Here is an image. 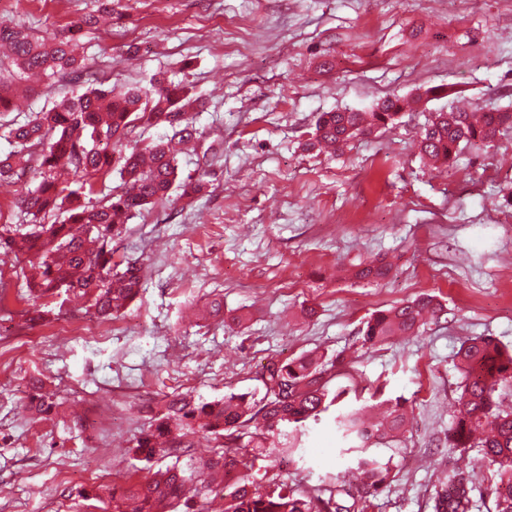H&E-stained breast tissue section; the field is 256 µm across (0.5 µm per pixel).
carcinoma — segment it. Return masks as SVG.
I'll use <instances>...</instances> for the list:
<instances>
[{
	"mask_svg": "<svg viewBox=\"0 0 512 512\" xmlns=\"http://www.w3.org/2000/svg\"><path fill=\"white\" fill-rule=\"evenodd\" d=\"M98 23L92 10L49 35L0 25V47L8 49L0 57V111L21 107L17 87L25 78L58 77L83 85L82 92L64 95L50 108L8 125L13 150L0 155V181H18L34 173L38 184L19 199L33 223L1 224L0 252L23 259L31 298L71 293L84 301L86 313L114 320L139 298L143 267L136 261L115 259L112 242L134 213L168 199L173 188H179L182 197L206 189L201 178L178 179L177 158L169 142L159 139L141 146L129 143V135L139 124L163 125L171 138L191 140L196 129L188 110L202 99L164 77L119 92L103 87L92 77L87 59L74 54L83 33L97 29ZM420 98V94L411 99L389 96L376 102L370 112H323L306 149L325 145L341 152L350 141L393 123ZM477 110L476 114L434 113L420 133L421 156L452 168L464 149L489 147L498 135L512 129V112L489 104ZM114 170L131 184L132 192L98 205L86 200ZM64 172L78 177L79 188L61 180ZM50 213L63 215V220L41 222ZM390 272V265L375 259L359 265L354 277L380 282ZM442 312L441 301L431 294L378 310L364 323L361 344L368 349L384 346L396 336H418ZM456 358L463 382L458 415L446 436L448 447L479 449L488 467L483 477L491 482L493 512H512V410L501 408L496 399L500 388L512 384V351L493 338L477 336L460 345ZM344 364L341 353L329 365L313 353L286 360L271 357L258 376L264 395L257 402L234 393L211 401L187 395L172 398L154 422L134 437V455L149 461L159 451L183 453L187 437L197 433L220 437L223 450L197 467L174 464L122 490L99 485L79 496L101 503L102 512H126L129 500L138 503L136 512H210L205 502L215 490L214 476L221 474L225 512H369L372 498L388 483L391 468L367 450L374 440L394 437L404 429L407 413L399 401L391 404L384 423L367 424L357 411L335 418L345 436L359 442L356 469L361 480L357 484L338 477L312 493L285 482L262 486L254 471L259 456L242 451L244 438L253 442L280 436L288 425L292 433L286 435L284 446L290 455L297 452L296 441L306 423L318 421L345 394L329 387V368ZM29 386L27 411L53 412L58 402L44 390L43 380L33 377ZM476 480L474 472H455L435 490L434 512H469Z\"/></svg>",
	"mask_w": 512,
	"mask_h": 512,
	"instance_id": "1",
	"label": "carcinoma"
}]
</instances>
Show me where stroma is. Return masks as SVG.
Returning a JSON list of instances; mask_svg holds the SVG:
<instances>
[{
  "mask_svg": "<svg viewBox=\"0 0 512 512\" xmlns=\"http://www.w3.org/2000/svg\"><path fill=\"white\" fill-rule=\"evenodd\" d=\"M96 5L0 0V24L42 35ZM77 50L108 87L161 72L202 96L201 135L177 161L181 176L206 173L207 188L129 221L116 246L142 263L144 292L116 320L91 319L62 295L47 300L55 320L28 322L23 264L0 254V512H99L79 490L124 488L172 464L128 452L167 397L259 396L261 364L314 350L329 360L355 353L331 382L343 406L398 397L411 412L403 435L370 449L394 474L371 512H433L439 480L483 472L478 451L460 456L444 438L461 343L489 336L512 350V208L502 200L512 132L464 150L451 169L424 164L417 141L430 113L458 104L512 111V0H112L111 25ZM439 85L452 95L422 101L343 153L304 148L319 113ZM375 257L392 263L387 280L346 276ZM423 293L443 303L439 321L361 347L365 318ZM33 375L59 415L23 410ZM349 446L326 415L293 464L270 441L261 463L310 492L353 470Z\"/></svg>",
  "mask_w": 512,
  "mask_h": 512,
  "instance_id": "1",
  "label": "stroma"
}]
</instances>
